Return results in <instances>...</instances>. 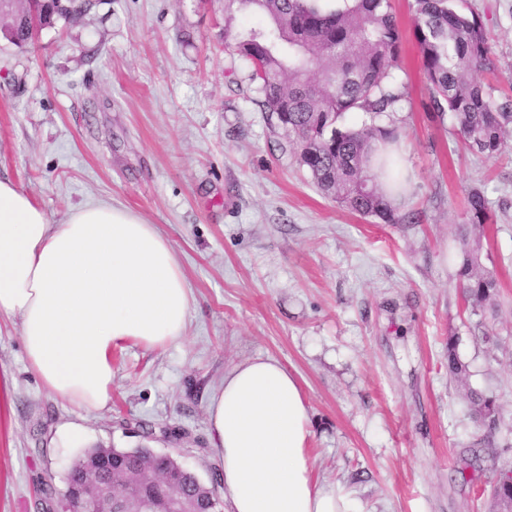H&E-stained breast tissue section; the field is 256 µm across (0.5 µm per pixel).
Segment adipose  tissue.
Instances as JSON below:
<instances>
[{"instance_id": "ef3b65f1", "label": "adipose tissue", "mask_w": 512, "mask_h": 512, "mask_svg": "<svg viewBox=\"0 0 512 512\" xmlns=\"http://www.w3.org/2000/svg\"><path fill=\"white\" fill-rule=\"evenodd\" d=\"M192 290L157 225L107 201L52 222L0 180V320L17 324L29 370L87 412L112 399V350L185 337ZM210 435L230 512H365L354 492L314 480L308 408L298 379L256 356L224 374Z\"/></svg>"}]
</instances>
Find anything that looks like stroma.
I'll return each mask as SVG.
<instances>
[{"mask_svg": "<svg viewBox=\"0 0 512 512\" xmlns=\"http://www.w3.org/2000/svg\"><path fill=\"white\" fill-rule=\"evenodd\" d=\"M482 18L512 95V0H457ZM403 31L396 130L404 221L384 224L324 195L265 112L251 65L224 42V0H91L27 49L0 37V179L59 221L116 202L159 227L189 280L181 344L124 345L112 401L86 414L27 368L17 325L0 323V367L15 378L0 441V512H37L44 481L60 512L72 463L92 447L147 443L203 480L219 461L208 407L232 365L268 356L299 380L313 477L354 490L365 512H491L512 438L475 450L468 390L495 395L512 428V148L469 150L451 114L427 112L412 0ZM480 189L495 216L481 241L496 270L497 315L457 286V232ZM468 365L450 381L448 353ZM80 423L85 443L61 436Z\"/></svg>", "mask_w": 512, "mask_h": 512, "instance_id": "obj_1", "label": "stroma"}]
</instances>
